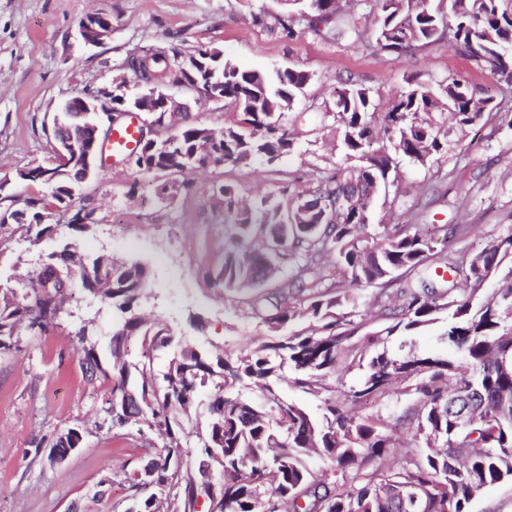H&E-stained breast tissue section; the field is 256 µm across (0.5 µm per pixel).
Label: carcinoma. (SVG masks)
Segmentation results:
<instances>
[{"instance_id":"1","label":"carcinoma","mask_w":512,"mask_h":512,"mask_svg":"<svg viewBox=\"0 0 512 512\" xmlns=\"http://www.w3.org/2000/svg\"><path fill=\"white\" fill-rule=\"evenodd\" d=\"M345 17L333 9L310 18L305 12L274 18L287 37L301 22L333 41L374 42L388 52L451 44L476 70L488 69L512 86V0H352ZM192 75L216 89L234 109L229 123L213 128L187 121L172 145H144L132 166L138 177L160 179L158 194L174 199L189 189L176 176L194 169L255 164L273 166L295 143L282 124L311 75L291 66L270 72L245 70L218 49L198 51ZM186 61L164 48L139 57L134 79L162 89ZM467 78L450 74L433 87L415 78L376 118L370 91L351 84L333 117L344 156L333 172H317L310 185L283 202L270 194L254 199L237 184L212 185L224 210V260L208 273L213 286L238 297L251 318L266 328L258 345L234 354L173 355L164 369L152 358L130 361L123 336L134 328L149 352L171 345L173 333L159 320L137 313L147 299L148 272L138 261L110 253L87 257L105 276L101 300L117 321L101 358L94 321L71 334L82 345L90 379L112 383L117 407L108 430L158 442L147 463L128 474L133 507L142 512H469L473 498L497 484L512 483V266L505 288L482 295L483 286L512 261V235L476 253L437 251L432 240L407 225H380L368 233L371 198L400 188L399 159L426 165L448 153V131L434 109L441 106L464 128L482 116ZM77 112L53 117V138H63ZM77 149L42 176L40 165L19 169L18 185L50 186L49 197H30L26 210L0 211V256L16 238L37 245L59 224L75 188L89 179ZM99 223L93 204L67 223L86 235ZM81 250L65 244L23 278L25 291L0 289V338L45 336L60 325L65 303L85 276L70 266ZM278 267L277 287L266 290L267 266ZM472 285L456 294L458 282ZM378 289L373 304L379 324L366 329L346 288ZM443 336L460 360L422 352L396 336H415L440 319ZM211 388L206 414L197 415L199 392ZM292 388L320 401L312 417L287 395ZM370 399L383 411H357ZM194 434L205 459L184 462L183 439ZM404 449L397 468L384 465ZM330 467L315 474L307 458Z\"/></svg>"}]
</instances>
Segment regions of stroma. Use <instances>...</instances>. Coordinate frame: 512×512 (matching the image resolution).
Listing matches in <instances>:
<instances>
[{
    "mask_svg": "<svg viewBox=\"0 0 512 512\" xmlns=\"http://www.w3.org/2000/svg\"><path fill=\"white\" fill-rule=\"evenodd\" d=\"M279 0H0V210L22 207L25 198L48 194L46 185L12 184L17 170L51 155L56 107L65 100L111 87L129 52L158 47L181 56L216 47L248 68L296 66L312 73L304 96L283 117L296 146L276 167L188 171L189 192L160 199L150 180H135L128 163H115L76 190L71 210L93 202L101 219L78 237L83 251L137 260L149 272L142 311L168 324L177 339L198 350L236 351L241 341L259 342L263 327L237 310L231 296L208 286L205 273L224 257V215L210 188L238 184L244 194L297 195L313 172L340 157L333 121L308 122L309 105H333L351 82L369 88L386 111L406 79L437 82L455 73L492 99V117L465 129L449 125L447 156L422 168L401 161L407 192L378 195L375 224H467V247L477 250L512 233V89L490 71H473L449 46L397 54L376 46L336 43L307 31L288 38L257 24L256 15L281 13ZM102 13L112 21L103 43L85 44L81 21ZM74 237L60 227L39 245H20L0 255V273L32 270L45 254ZM63 319L48 335L20 337L0 355V512H126L127 473L152 455L149 439L96 430L104 418L109 385L88 382L73 317L96 320L101 341L112 333L110 306L91 304L75 289ZM84 428L81 448L52 463L49 443L71 427Z\"/></svg>",
    "mask_w": 512,
    "mask_h": 512,
    "instance_id": "obj_1",
    "label": "stroma"
}]
</instances>
